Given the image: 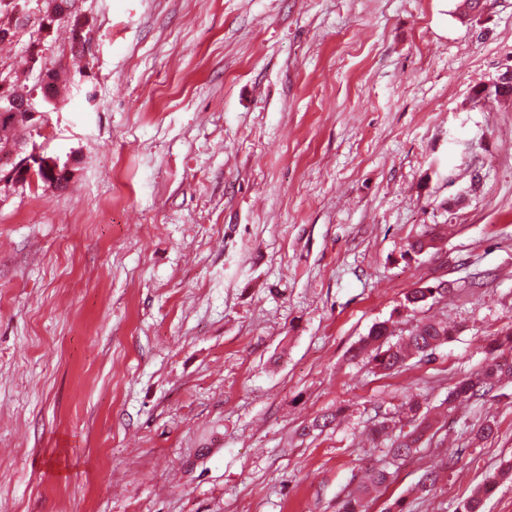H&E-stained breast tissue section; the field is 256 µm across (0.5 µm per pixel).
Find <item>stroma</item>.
<instances>
[{"mask_svg":"<svg viewBox=\"0 0 512 512\" xmlns=\"http://www.w3.org/2000/svg\"><path fill=\"white\" fill-rule=\"evenodd\" d=\"M459 2L81 0L84 55L47 0L0 11V81L36 85L35 45L67 79L27 137L70 170L0 190V512H338L370 466L368 512H459L512 459V379L447 403L512 334V96L472 98L512 0ZM426 318L431 356L352 359ZM409 393L436 433L395 460L369 427ZM439 238L436 229L430 231L427 235L408 241L406 248L400 253L401 259L406 262L413 260L414 256H419L429 249L435 248V242ZM392 335L385 323L375 325L353 350L352 356H365L376 370L391 373L404 367L412 355L429 356L438 346L448 342L451 332L447 324L421 320L401 332L395 342L387 340Z\"/></svg>","mask_w":512,"mask_h":512,"instance_id":"35a3bbf8","label":"stroma"}]
</instances>
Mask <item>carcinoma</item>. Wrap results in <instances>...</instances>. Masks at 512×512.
Here are the masks:
<instances>
[{
  "instance_id": "carcinoma-1",
  "label": "carcinoma",
  "mask_w": 512,
  "mask_h": 512,
  "mask_svg": "<svg viewBox=\"0 0 512 512\" xmlns=\"http://www.w3.org/2000/svg\"><path fill=\"white\" fill-rule=\"evenodd\" d=\"M73 0H48L51 9L46 11L45 20L49 24L58 25L62 22L69 23L68 17ZM40 95L55 100L58 97L57 73L49 70L45 73V79L39 86ZM23 126V120L19 117L0 118V153L13 147L17 140V132ZM36 179L49 184L57 189L67 186L68 181L53 177L51 171L41 165L33 170ZM439 238L437 230L414 239L406 244V248L400 253L401 259L406 262L413 260L429 249L435 248V242ZM443 293L441 288H414L405 295L406 306L415 307ZM391 332L383 324L375 325L367 337L353 350V357L364 356L376 370L391 373L406 365L413 355L428 356L438 346L448 342L451 335L448 325L441 322L426 320L419 321L410 329L398 335L394 342L388 341ZM505 377H512V363H501L492 360L491 363L474 376L467 377L457 383L451 398L464 401L476 396H484ZM409 430H404V427ZM433 428V423L421 413V404L414 397H409L402 405L399 418L396 420L384 419L375 424L370 430L372 439L384 438L390 442L391 452L394 456L405 458L417 450L423 442L426 434ZM512 475V464H507L497 471L486 476L483 493L473 495L465 499L460 506V512H482L483 496L492 492L505 478ZM392 474L384 469H370L364 480L357 488V492L348 495L342 500L338 512H367L366 499L368 496L386 486L391 481Z\"/></svg>"
}]
</instances>
